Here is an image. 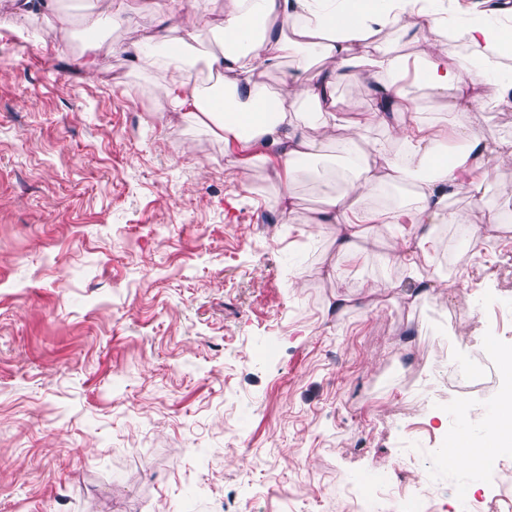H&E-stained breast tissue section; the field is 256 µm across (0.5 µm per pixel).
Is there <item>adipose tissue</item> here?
<instances>
[{"mask_svg":"<svg viewBox=\"0 0 512 512\" xmlns=\"http://www.w3.org/2000/svg\"><path fill=\"white\" fill-rule=\"evenodd\" d=\"M99 6V13L85 15L87 30L105 18L112 29L138 35L134 41L110 42L109 54L134 69L166 71L164 93L171 109L183 120L221 132L228 162L270 166L279 183L272 206L281 223H293L295 188L312 175L338 185L324 195L317 221L330 229L337 252L352 257L365 224L389 229L390 257L411 273L421 257L439 248L435 225L463 229L477 252L497 231L498 214L474 224L448 204L461 193L482 203L492 169L512 164V141L488 138L470 120L487 86L502 109L512 110V74L504 70L502 51L512 29L491 23L486 12L469 10L453 25L413 9L411 0H204L202 8L191 11L182 0H152L157 22L149 25L139 6L117 12L112 0H99ZM215 12L221 16L222 38L207 66L221 82L219 108L203 95L192 64L182 56ZM384 28L403 35L427 31L429 50L419 79L407 80L406 59L374 41L375 31ZM460 45L468 51L465 65L448 67V53ZM316 53L333 59L334 67L311 71ZM288 62L294 70L286 89L271 99L261 74ZM341 86L369 91L371 105L363 120L350 122L348 106L336 98ZM424 88L449 94L447 123L419 116L416 95ZM372 128L381 129V139L368 152H357ZM333 146L344 153L342 163L329 160ZM408 181L415 185L411 195L384 202L387 188Z\"/></svg>","mask_w":512,"mask_h":512,"instance_id":"adipose-tissue-1","label":"adipose tissue"}]
</instances>
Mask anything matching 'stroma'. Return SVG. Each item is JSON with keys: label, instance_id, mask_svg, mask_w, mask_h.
Masks as SVG:
<instances>
[{"label": "stroma", "instance_id": "obj_1", "mask_svg": "<svg viewBox=\"0 0 512 512\" xmlns=\"http://www.w3.org/2000/svg\"><path fill=\"white\" fill-rule=\"evenodd\" d=\"M92 0L22 18L0 0V512H348L347 486L377 470L405 488L429 472L437 512H456L476 476L406 462L410 436L453 428L433 398L469 404L480 431L492 396L457 393L448 368L512 345V166L483 206L504 216L481 253L420 263L429 289L408 304L344 293L394 282L383 226L368 251L337 255L310 218L325 191L300 183L281 223L262 164L233 166L209 128L163 111L161 79L112 57L76 72ZM485 134L512 139V111L474 105Z\"/></svg>", "mask_w": 512, "mask_h": 512}]
</instances>
